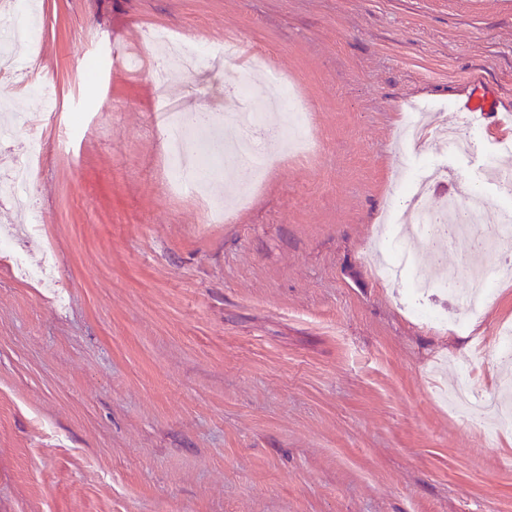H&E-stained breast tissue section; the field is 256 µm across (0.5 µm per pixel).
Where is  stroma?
<instances>
[{"label":"stroma","mask_w":512,"mask_h":512,"mask_svg":"<svg viewBox=\"0 0 512 512\" xmlns=\"http://www.w3.org/2000/svg\"><path fill=\"white\" fill-rule=\"evenodd\" d=\"M36 43L0 98L34 114L35 230L0 248V512H512V422L483 431L444 400L472 370L498 397L496 329L512 272L484 309L432 296L367 261L405 167H442L512 208L479 148L400 141L406 115L468 121L479 75L512 112V0H38ZM151 30L267 45L250 65L294 82L316 152L276 154L224 212L225 168L175 185L160 115L226 110L222 63L154 83ZM53 263V279L24 278Z\"/></svg>","instance_id":"obj_1"}]
</instances>
